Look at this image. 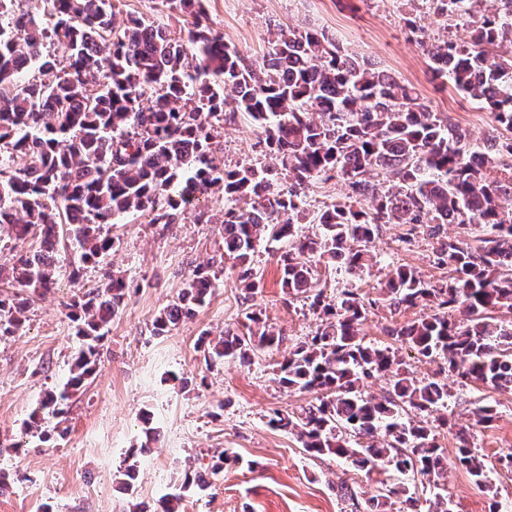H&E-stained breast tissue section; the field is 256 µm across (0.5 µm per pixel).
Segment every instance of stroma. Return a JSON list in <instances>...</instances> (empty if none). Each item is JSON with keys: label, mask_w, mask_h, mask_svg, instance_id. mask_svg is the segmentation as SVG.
I'll return each instance as SVG.
<instances>
[{"label": "stroma", "mask_w": 512, "mask_h": 512, "mask_svg": "<svg viewBox=\"0 0 512 512\" xmlns=\"http://www.w3.org/2000/svg\"><path fill=\"white\" fill-rule=\"evenodd\" d=\"M211 26L227 44L254 57L267 50L278 29L293 27L327 33L351 56L378 64L399 81L414 87L430 111L467 129L474 142L494 132L491 112L464 111V95L451 82L434 78L427 55L406 24L418 19L427 34L446 37V20L424 0H208ZM260 129L245 114L227 115L218 157L226 168L264 161ZM343 181H316L306 186L305 233H315L311 219L345 201ZM187 210L178 223H152L150 215L126 217L112 227L120 245L109 262L125 276L129 290L113 317L89 384L75 393L64 421L46 417L37 435L26 432L32 411L45 394L69 377L79 345L67 303L100 288L99 269L69 276L74 245H60L59 275L43 294L33 295L22 334L0 337V475L8 488L0 494V512H127L130 504L152 507L167 493H182L181 512H368L382 483L404 482L428 512L435 490L420 478L359 470L333 456H312L295 436L269 426L268 414L281 409L299 412L310 394L289 391L277 382L279 365L290 344L307 339L319 318L308 307L288 300L280 287L278 259L285 245L260 242L251 265L264 286L244 293L233 260L221 259L224 228L197 223ZM401 226H383L372 249L378 263L352 276L332 266H319L318 286L325 297L358 289L375 302L362 334L365 343L390 345V329L414 321L425 307L396 310L381 301L390 269L404 265L427 281L447 279L448 268L436 266L432 240L404 244ZM211 265L212 294L195 316L163 336L153 333L155 317L174 301L183 280L200 265ZM259 311L281 330L286 343L263 350L246 362L207 365L197 344L202 332L243 331L246 314ZM417 377L447 380L451 395L443 414L447 425L436 428L435 442L450 467L444 480L454 512H512V472L500 457L512 454V393L479 384L459 386L448 379L442 360L412 362ZM497 405L495 420L473 424L478 405ZM471 428L472 441L494 471L487 486H477L463 469L453 466L461 429ZM155 441H147V429ZM21 444L24 455L8 450ZM149 453H140L142 443ZM228 461L210 487L183 488L186 474L210 472L218 455ZM137 459V479L124 489L122 472L129 457Z\"/></svg>", "instance_id": "1"}]
</instances>
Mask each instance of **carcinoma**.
Instances as JSON below:
<instances>
[{
	"instance_id": "cac0c4a2",
	"label": "carcinoma",
	"mask_w": 512,
	"mask_h": 512,
	"mask_svg": "<svg viewBox=\"0 0 512 512\" xmlns=\"http://www.w3.org/2000/svg\"><path fill=\"white\" fill-rule=\"evenodd\" d=\"M16 2L0 0V209L14 215L13 223H0V242L16 249L0 277L17 290L0 294V336L25 330L20 293L46 290L56 279L54 261L26 248L29 240L52 233L58 243L76 242L79 262L70 277L80 278L91 264L104 279L103 288L68 305L80 348L64 388L47 392L42 408L65 415L70 391L93 376L105 329L124 302L128 285L106 262L116 242L104 225L132 212L152 215L153 224H175L186 197L221 193L251 201L249 208H224L221 220L224 255L239 266L244 290L253 294L261 285L250 262L257 243L286 239L281 288L309 302L320 319L313 336L295 343L280 364L281 386L312 392L313 402L297 415L276 411L269 424L295 434L309 453L440 485L447 468L434 429L404 421L403 413L445 406L448 384L417 378L397 347L363 343L361 327L375 301L349 288L324 300L314 258L361 273L383 224L404 227L406 244L421 231L437 239L433 261L448 266V281L431 284L412 268L392 269L383 301L431 313L389 335L421 360H444L458 380L512 393V322L493 316L512 313V165L501 164L512 157V55L501 54L504 44L512 46V29L497 22L507 13L477 10L482 0H430L435 14L471 30L466 39L437 42L406 19L421 34L434 76L492 112L496 135L482 150L466 130L428 111L412 88L345 53L324 32L281 29L271 50L249 58L209 25L204 0H154L162 13L191 17L177 35L141 14L116 26L112 0H41L34 13L16 12ZM49 42L62 49V59L47 52ZM57 68L61 74L48 83L27 77ZM226 106L261 129L270 163L224 168L213 144ZM382 175L397 184L383 188ZM321 176L342 178L347 201L315 217L318 233L301 236L300 189ZM364 199L371 200L368 211L360 207ZM450 216L462 229L487 228L478 246L441 235ZM210 288V270H194L156 316L154 333L195 315ZM454 311L463 319H451ZM246 318L245 333L201 337L208 363L244 362L284 341L258 314ZM384 376L391 378L388 394L364 397V383ZM474 416L486 427L496 408L485 403ZM379 430L384 442L357 441ZM454 465L487 485L490 469L465 433ZM398 495L406 496V512H418L417 499L402 486L373 497L375 512H386Z\"/></svg>"
}]
</instances>
